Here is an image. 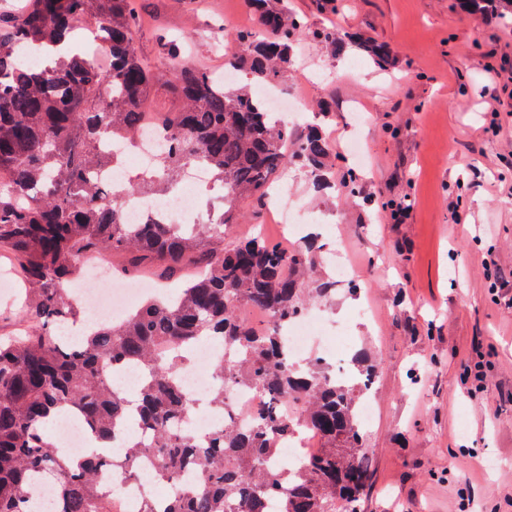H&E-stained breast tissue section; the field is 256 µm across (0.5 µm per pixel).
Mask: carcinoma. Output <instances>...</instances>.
Wrapping results in <instances>:
<instances>
[{
    "mask_svg": "<svg viewBox=\"0 0 512 512\" xmlns=\"http://www.w3.org/2000/svg\"><path fill=\"white\" fill-rule=\"evenodd\" d=\"M473 14L512 23V0H460ZM268 33L224 34L227 69L245 70L255 83L277 85L293 65L292 44L305 23L268 0H250ZM136 0H29L0 11V258L26 285L21 312L26 328L0 339V512H30L32 480L54 479L56 512H122L119 493L106 490L101 474L110 455L93 449L66 463L45 439L46 425L77 415L93 438L119 448L128 478L145 460L168 484L190 467L193 484L160 499L142 496L140 512H265L264 499H278L277 512H360L370 479L358 422L363 391L328 376V364L311 358L297 370L283 347L282 328L298 317L312 296L335 291L328 277L309 288L319 262L314 240L284 247L259 234L237 244L224 235L239 223L240 204L264 201L281 172L295 165L317 186L336 187L328 176L333 155L320 127L300 134L277 122L249 88L217 85L206 67L183 58L165 29L156 31L161 57L152 65L134 45L143 23ZM94 24L112 57L103 75L94 54L79 52L41 68L20 59L18 46L44 48ZM331 44L351 42L382 67L396 57L364 34L314 32ZM163 85L182 103L178 112H155L170 138L143 177L133 175L121 193L165 195L198 161L219 175L223 207L203 224H125L118 205L104 203L97 170L115 158L100 149L105 139L131 143L145 106ZM86 253L120 258L127 271L181 277L187 266L203 275L174 296L150 299L126 319L101 323L83 337L64 336L83 310L62 285L77 278ZM250 305L270 317L262 325L239 314ZM228 351L212 365L220 382L211 404L225 409L224 389L243 385L262 399L242 428L231 414L208 435L178 426L191 404L177 376L184 352L204 338ZM135 365L143 373L129 399L111 384L116 369ZM299 408L295 418L281 404ZM303 433L318 436L321 450L296 465L274 464L281 443Z\"/></svg>",
    "mask_w": 512,
    "mask_h": 512,
    "instance_id": "carcinoma-1",
    "label": "carcinoma"
}]
</instances>
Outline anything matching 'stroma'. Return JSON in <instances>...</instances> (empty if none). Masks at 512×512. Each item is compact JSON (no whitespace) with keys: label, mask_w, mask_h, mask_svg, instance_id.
Instances as JSON below:
<instances>
[{"label":"stroma","mask_w":512,"mask_h":512,"mask_svg":"<svg viewBox=\"0 0 512 512\" xmlns=\"http://www.w3.org/2000/svg\"><path fill=\"white\" fill-rule=\"evenodd\" d=\"M271 4L308 26L280 87L328 105L325 132L361 186L355 199L320 193L292 168L278 190L312 222L333 224L331 248L363 270L316 304L378 365L362 512H512V313L494 303L483 268L491 247L512 270V25L465 14L457 0ZM141 5L170 35L191 37V62L219 74L224 43L209 28L255 18L249 0ZM332 27L387 43L395 68L351 46L330 53L311 32ZM406 196L413 210L400 223L392 206ZM241 214L228 240L280 239L266 207L249 201ZM477 355L489 384L472 393Z\"/></svg>","instance_id":"35a3bbf8"}]
</instances>
